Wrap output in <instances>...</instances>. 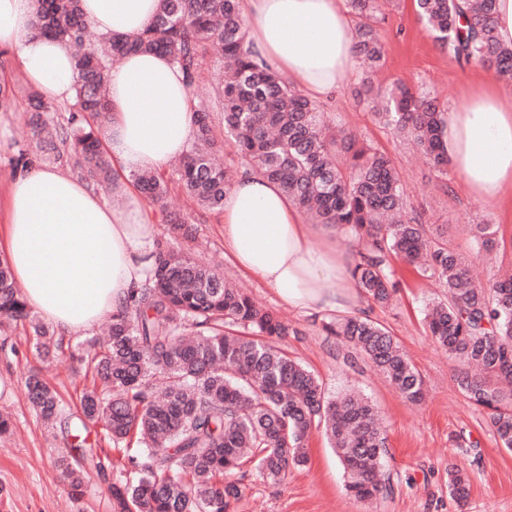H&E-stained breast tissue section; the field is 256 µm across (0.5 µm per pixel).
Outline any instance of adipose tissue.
<instances>
[{
	"instance_id": "1",
	"label": "adipose tissue",
	"mask_w": 512,
	"mask_h": 512,
	"mask_svg": "<svg viewBox=\"0 0 512 512\" xmlns=\"http://www.w3.org/2000/svg\"><path fill=\"white\" fill-rule=\"evenodd\" d=\"M159 0H81L103 36L135 37ZM248 46L306 95L320 99L347 84L354 20L344 0H240ZM34 0H0V47L13 51L23 79L46 99L72 101L78 81L62 42L34 33ZM111 119L102 136L114 179L98 191L47 166L18 172L0 208L4 246L29 308L65 336L91 330L149 275L155 231L133 176L164 170L183 156L195 129L190 89L167 57L136 52L107 71ZM448 155L471 195L494 205L512 198V91L487 81L447 117ZM224 248L235 266L306 314L350 313L351 264L332 246L313 245L301 214L273 182L248 173L224 199Z\"/></svg>"
}]
</instances>
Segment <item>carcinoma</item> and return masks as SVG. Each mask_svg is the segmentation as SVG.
I'll use <instances>...</instances> for the list:
<instances>
[{
  "mask_svg": "<svg viewBox=\"0 0 512 512\" xmlns=\"http://www.w3.org/2000/svg\"><path fill=\"white\" fill-rule=\"evenodd\" d=\"M497 0H416L428 32L459 62L483 66L512 84V46L496 33ZM33 28L66 42L79 81L72 110L45 116L50 106L32 93L28 111L40 150L87 181H108L111 161L101 148L109 118L106 68L136 51L167 55L196 88L204 53L212 51L223 72L217 86L224 136L214 134L207 103H195L196 127L176 170L190 199L205 211L224 209V198L241 171L276 183L312 223L348 232L356 248L354 286L367 301L386 307L400 288L392 260L436 280L446 298L433 302L425 321L434 343L457 362L456 383L486 412L497 444L512 451V269L474 284L469 264L439 235L427 236L409 216L404 184L392 159L357 137L327 124L316 102L290 85L247 46L239 0H160L159 9L136 37H104L90 43L80 0H34ZM359 18L354 52L372 68L382 46L373 27L380 0H351ZM363 99L382 97L378 121L414 145L440 174L449 165L447 109L397 82L385 92L364 78ZM231 143L237 166L216 156ZM144 196L163 206L168 182L158 173L135 176ZM174 246L152 253V276L131 291L112 313L104 341L77 348L90 385L77 397L74 431L98 426L113 447L124 449L125 477L108 486L114 512H230L242 497L243 468L281 485L288 472L308 461L312 433L321 434L346 475V489L361 500L391 491L381 479L386 436L374 405L354 391L327 395L320 380L279 347L294 333L271 309L198 261L185 244L195 227L165 214ZM480 250L498 245L493 224L473 225ZM0 321L31 323L30 345L46 359L63 337L32 322L9 263L0 259ZM381 371L410 402L423 398V379L380 322L346 316L323 323ZM161 375L164 390L152 379ZM25 397L44 419L64 407L58 393L28 371ZM104 473L112 457L94 449L79 459L61 455L57 464L72 495L83 493L82 462ZM448 492L469 495L466 473L448 470Z\"/></svg>",
  "mask_w": 512,
  "mask_h": 512,
  "instance_id": "obj_1",
  "label": "carcinoma"
}]
</instances>
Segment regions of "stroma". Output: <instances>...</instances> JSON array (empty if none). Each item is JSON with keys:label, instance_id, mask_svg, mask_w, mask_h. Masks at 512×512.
Wrapping results in <instances>:
<instances>
[{"label": "stroma", "instance_id": "35a3bbf8", "mask_svg": "<svg viewBox=\"0 0 512 512\" xmlns=\"http://www.w3.org/2000/svg\"><path fill=\"white\" fill-rule=\"evenodd\" d=\"M374 28L383 57L371 75L376 86L402 82L438 98L445 107L462 103L468 90L490 73L477 64L462 65L443 49L422 24L414 0H385ZM322 100L328 119L354 131L361 142L387 153L402 176L412 215L472 267L476 281L512 268V202L487 206L475 201L456 170L436 173L416 151L380 125L370 107L358 102L351 86ZM0 79L11 100L0 107V190L12 175L11 161L29 138L27 97L33 88L15 72L13 53L0 47ZM223 218L208 215L197 225L195 258L211 265L225 280L243 285L263 305L283 314L295 330L286 345L319 376L328 395L354 390L380 412L387 436L384 470L391 494L362 501L350 495L336 454L320 436L309 441L307 466L292 469L288 482L274 486L254 473L243 480V495L231 512H512V451L498 447L489 419L460 392L455 369L445 352L430 340L424 323L427 305L442 296L434 280L418 275L401 260L392 265L400 280L393 304L379 308L361 303L360 314L383 323L420 371L426 398L414 405L402 398L385 376L362 358H351L341 339L326 335L321 316L306 315L282 302L261 282L245 276L224 251ZM497 227L492 261L480 260L472 225ZM74 408L86 380L70 354L40 361L22 329L0 327V414L9 417L10 434L0 436V512H113L107 492L123 478L121 469L101 477L88 472L85 493L73 498L56 465L60 453L76 445L72 432L46 428L24 397L30 368ZM457 465L470 477L469 497L460 502L448 493V468Z\"/></svg>", "mask_w": 512, "mask_h": 512}]
</instances>
